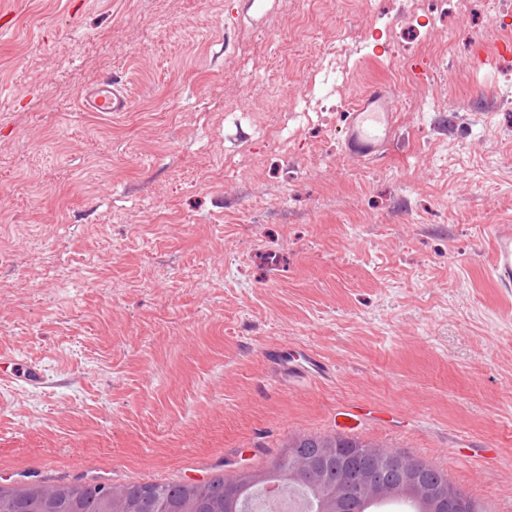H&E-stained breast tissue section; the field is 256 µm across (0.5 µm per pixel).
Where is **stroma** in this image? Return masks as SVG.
<instances>
[{"label":"stroma","instance_id":"stroma-1","mask_svg":"<svg viewBox=\"0 0 512 512\" xmlns=\"http://www.w3.org/2000/svg\"><path fill=\"white\" fill-rule=\"evenodd\" d=\"M428 3L0 0V362L42 372L0 378V485L262 471L353 404L512 512V0ZM105 76L129 111H82ZM376 84L395 129L358 161ZM276 345L333 376L288 383ZM390 96L371 86L357 105L347 112L345 146L356 160H376L384 156L388 133L393 123ZM494 264L492 275L500 288L512 290V225H490Z\"/></svg>","mask_w":512,"mask_h":512}]
</instances>
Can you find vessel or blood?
Here are the masks:
<instances>
[{
  "label": "vessel or blood",
  "mask_w": 512,
  "mask_h": 512,
  "mask_svg": "<svg viewBox=\"0 0 512 512\" xmlns=\"http://www.w3.org/2000/svg\"><path fill=\"white\" fill-rule=\"evenodd\" d=\"M88 112H125L131 107L126 88L115 79L95 80L81 98ZM394 115L390 96L380 87L368 88L357 105L347 112L345 146L357 160L383 157ZM494 264L492 275L501 288L512 290V225L490 227ZM265 358L284 378L325 379L331 369L320 357L309 351H297L285 346L266 349Z\"/></svg>",
  "instance_id": "1"
}]
</instances>
